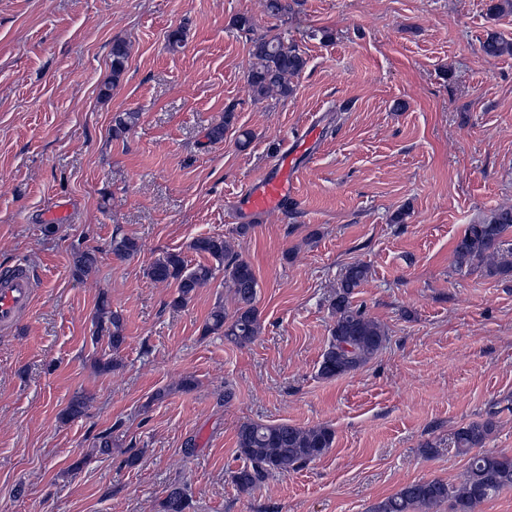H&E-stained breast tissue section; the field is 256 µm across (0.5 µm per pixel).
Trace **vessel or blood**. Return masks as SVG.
<instances>
[{"mask_svg":"<svg viewBox=\"0 0 512 512\" xmlns=\"http://www.w3.org/2000/svg\"><path fill=\"white\" fill-rule=\"evenodd\" d=\"M317 130L284 142L275 161L255 176L225 206L228 217L242 222L283 211L294 202V180L299 160L317 139ZM35 299L34 276L19 265L0 278V329L11 330Z\"/></svg>","mask_w":512,"mask_h":512,"instance_id":"b4317fda","label":"vessel or blood"}]
</instances>
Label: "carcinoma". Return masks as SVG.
<instances>
[{
	"instance_id": "cac0c4a2",
	"label": "carcinoma",
	"mask_w": 512,
	"mask_h": 512,
	"mask_svg": "<svg viewBox=\"0 0 512 512\" xmlns=\"http://www.w3.org/2000/svg\"><path fill=\"white\" fill-rule=\"evenodd\" d=\"M232 25L251 43L247 80L254 96H291L294 89L289 77L301 73L307 64L301 51L277 35L256 34V24L246 14L235 16ZM482 51L490 58H497L512 54V43L490 33L482 42ZM111 56L112 82L103 85V97L110 96L113 84L126 68L129 44L124 40L114 41ZM233 119L232 111L225 112L223 120L210 127L208 139L213 142L224 139ZM137 120L136 112L116 115L112 135L118 137L130 130ZM191 249L224 266V280L231 284L234 293L233 313L229 315L224 307H215L206 330L221 331L225 339L236 344L251 341L261 329L256 306L258 281L251 266L220 236H200L193 240ZM138 250L137 241L131 237L112 240V253L119 259L130 257ZM453 256L460 271L484 266L491 276L512 275V210H500L487 221L467 225L454 245ZM97 263L95 251H82L74 257V273L79 278L87 277L96 271ZM213 271L208 264L191 267L181 254L173 252L156 259L148 275L157 283H175L177 295L172 305L181 308L211 281ZM367 278V265L360 262L348 265L329 300L332 325L319 366V375L325 379L359 370L387 341L381 325L352 304L355 291ZM94 324L96 335L108 337L112 354H118L125 341L123 319L111 310L105 299L98 304ZM496 408L497 404H492L483 419L465 424L453 434L454 448L469 456L466 479L461 486L438 479L413 482L381 501L373 512H432L444 504L448 505V512H475L480 503L511 488L512 455L481 451L497 429ZM334 438V431L328 426L303 429L287 423H243L237 431V452L243 465L233 473L232 479L241 491L248 493L274 473L296 470L322 457L332 447ZM187 507L183 493L174 489L162 503V512H186Z\"/></svg>"
}]
</instances>
